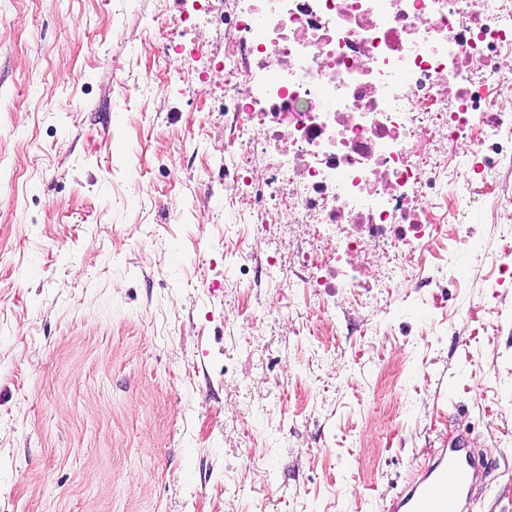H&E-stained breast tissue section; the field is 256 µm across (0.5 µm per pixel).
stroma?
I'll return each mask as SVG.
<instances>
[{"instance_id": "obj_1", "label": "stroma", "mask_w": 512, "mask_h": 512, "mask_svg": "<svg viewBox=\"0 0 512 512\" xmlns=\"http://www.w3.org/2000/svg\"><path fill=\"white\" fill-rule=\"evenodd\" d=\"M183 0H0V512H388L462 432L512 512V169L391 287L315 294L306 227L228 184Z\"/></svg>"}]
</instances>
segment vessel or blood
<instances>
[{
    "instance_id": "b4317fda",
    "label": "vessel or blood",
    "mask_w": 512,
    "mask_h": 512,
    "mask_svg": "<svg viewBox=\"0 0 512 512\" xmlns=\"http://www.w3.org/2000/svg\"><path fill=\"white\" fill-rule=\"evenodd\" d=\"M487 466L466 435H458L416 468L391 501V512H470Z\"/></svg>"
}]
</instances>
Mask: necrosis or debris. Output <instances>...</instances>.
Listing matches in <instances>:
<instances>
[{"label":"necrosis or debris","instance_id":"4bbe7bcc","mask_svg":"<svg viewBox=\"0 0 512 512\" xmlns=\"http://www.w3.org/2000/svg\"><path fill=\"white\" fill-rule=\"evenodd\" d=\"M245 47L224 49L233 100L228 154L270 157L250 198L309 227L296 259L310 288H386L442 233L427 209L462 147L480 167L512 162V0H236ZM259 77L241 89L244 71ZM373 270L351 264L365 243Z\"/></svg>","mask_w":512,"mask_h":512}]
</instances>
